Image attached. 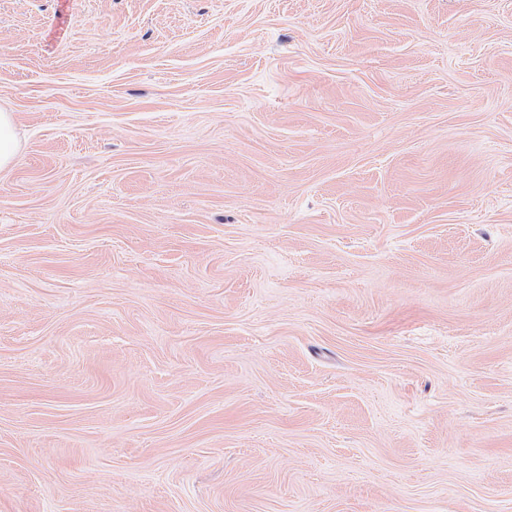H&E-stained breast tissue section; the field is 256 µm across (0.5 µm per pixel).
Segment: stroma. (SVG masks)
Masks as SVG:
<instances>
[{"mask_svg": "<svg viewBox=\"0 0 512 512\" xmlns=\"http://www.w3.org/2000/svg\"><path fill=\"white\" fill-rule=\"evenodd\" d=\"M0 512H512V0H0ZM19 150L13 112L0 108V173L10 171Z\"/></svg>", "mask_w": 512, "mask_h": 512, "instance_id": "obj_1", "label": "stroma"}]
</instances>
